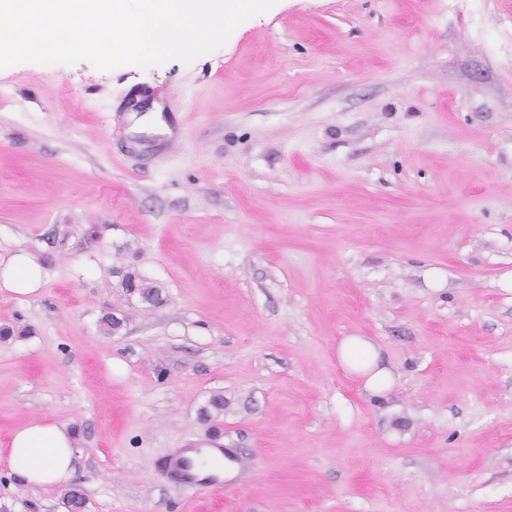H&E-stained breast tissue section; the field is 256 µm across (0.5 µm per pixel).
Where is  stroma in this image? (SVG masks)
<instances>
[{
    "mask_svg": "<svg viewBox=\"0 0 512 512\" xmlns=\"http://www.w3.org/2000/svg\"><path fill=\"white\" fill-rule=\"evenodd\" d=\"M0 92V261L45 272L0 286V512H65L3 454L44 420L87 512H512V0H277L187 65ZM200 442L252 471L183 488ZM0 278L3 285L14 294L33 295L40 290L44 269L32 254L21 251L2 267ZM337 356L344 369L365 379L364 390L373 396H383L394 379L382 361L379 347L367 336H345L337 346ZM188 453H193L194 456H190ZM205 453H208L206 448H176L166 461L165 468L186 486L196 487L207 483L219 487L224 481H221L218 477L208 476L203 479H197L193 473V470L197 469L194 461L195 457Z\"/></svg>",
    "mask_w": 512,
    "mask_h": 512,
    "instance_id": "35a3bbf8",
    "label": "stroma"
}]
</instances>
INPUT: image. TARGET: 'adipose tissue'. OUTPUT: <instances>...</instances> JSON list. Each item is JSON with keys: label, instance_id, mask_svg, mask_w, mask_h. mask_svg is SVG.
Instances as JSON below:
<instances>
[{"label": "adipose tissue", "instance_id": "1", "mask_svg": "<svg viewBox=\"0 0 512 512\" xmlns=\"http://www.w3.org/2000/svg\"><path fill=\"white\" fill-rule=\"evenodd\" d=\"M44 270L26 251L14 254L0 267V284L14 294L28 296L39 291ZM344 369L363 380L364 390L385 395L394 379L382 366L379 347L366 336L344 337L337 346ZM75 434L64 424L36 422L16 428L9 439V471L30 488L50 489L68 483L74 473Z\"/></svg>", "mask_w": 512, "mask_h": 512}]
</instances>
